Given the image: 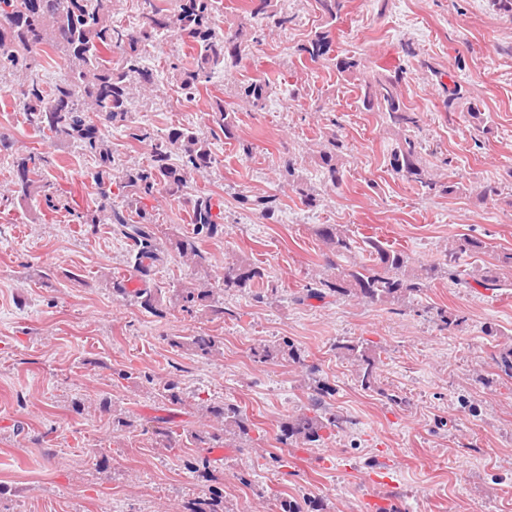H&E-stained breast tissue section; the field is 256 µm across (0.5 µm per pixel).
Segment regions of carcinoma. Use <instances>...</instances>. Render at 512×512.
<instances>
[{
	"instance_id": "obj_1",
	"label": "carcinoma",
	"mask_w": 512,
	"mask_h": 512,
	"mask_svg": "<svg viewBox=\"0 0 512 512\" xmlns=\"http://www.w3.org/2000/svg\"><path fill=\"white\" fill-rule=\"evenodd\" d=\"M215 0H177L176 9L168 14L157 0H142V24L129 30L112 24L104 13L102 0H0V70L25 72L31 68V53L42 45H49L66 57L71 75L45 88L32 78L21 83L19 104L25 123L34 131L48 138L61 141H78L83 149L98 158L95 178L102 190L103 202L92 213L81 212L70 203L54 201L51 184L41 179L42 168L47 163L41 153L30 152L21 156L16 164V174L11 186L0 194V208L5 210L29 208L41 201L48 208H64L78 224H113L116 231L132 241L135 266L141 276L150 275L151 269L164 262L169 250L178 254L182 263L190 268L204 266L205 256L199 242L214 238L224 230V209L212 195L201 193L190 200V223L193 232L171 243L166 248L158 242L152 224L154 215L141 206L142 199L162 190L171 197L183 195L191 174H203L214 163L215 156L208 138L191 128H175L167 136L151 144L150 157L142 165L130 167L121 175H114V158L111 148L101 137L96 119L102 118L125 129L127 137L142 141L149 133L137 125L127 108L133 86L155 83L152 70L141 64V52L168 29L177 30L191 49V68H182L172 61L169 69L178 77L179 87L192 96L211 82L213 74L238 66L241 56L243 30L219 31L214 23ZM251 15L285 28L292 21L286 12L275 8L273 0H259L252 7ZM117 51L118 62L104 56V52ZM307 60L335 68L340 77H353L361 71V61L355 57L334 55L333 37L324 28L300 47ZM402 73L386 77L365 79L360 84V102L367 112H381L394 128L406 135L392 149L389 158L391 171L407 182L419 185L426 194L453 193L459 189L450 182L444 186L436 179L421 156L422 145L412 132L419 128V117L402 100L398 86ZM275 86L252 82L243 88L246 100L257 106L265 101ZM213 121L224 137L232 134V118L224 105L217 104ZM345 144L337 132H332L319 151L318 166L323 180L333 186L340 185L339 160ZM180 154L182 164L171 163L172 155ZM117 186L120 201L111 199L112 186ZM318 235L335 259L327 260L334 270L330 279H322L305 289L308 298L327 296H357L370 302H383L405 296H414L427 287L438 270L448 278L466 287L471 283L459 270L461 257L482 248L481 242L461 236L448 247L441 268L422 267L408 270V258L403 252L389 249L373 237L365 240L372 265L345 260L350 258L356 241L337 224H323ZM258 267L244 261L224 268L223 285L227 293L239 291L251 282L263 279ZM476 284L486 289L512 288V252H503L496 263L482 269ZM133 297L146 311L161 316L163 304L179 305L185 309L196 308L214 318L224 317V302L209 282L197 279L189 286L165 296L160 288H138ZM176 347H187L202 355H211L221 348L217 336L196 335L172 340ZM352 361L356 362L361 387L370 389L377 379L379 361L360 349L357 344L343 346ZM159 396L173 405H185L188 398L174 378L158 388ZM328 388L315 389L310 408L289 417L281 426L282 438L302 444L323 440V433L339 431L347 418L329 414L324 407V393ZM203 414L215 420L219 432L207 436L197 435L198 445L217 448L224 444V437L248 436V425L239 408L224 401L198 404ZM155 443L161 448L173 447L175 431L168 425L152 427ZM200 481H211L210 461L200 457L188 464ZM182 512H224V495L213 488L205 497L184 502Z\"/></svg>"
}]
</instances>
